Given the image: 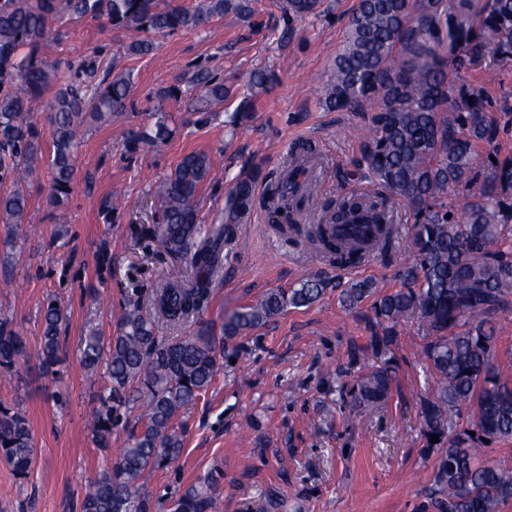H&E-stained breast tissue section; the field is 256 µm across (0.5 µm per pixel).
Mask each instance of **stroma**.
<instances>
[{
    "label": "stroma",
    "mask_w": 512,
    "mask_h": 512,
    "mask_svg": "<svg viewBox=\"0 0 512 512\" xmlns=\"http://www.w3.org/2000/svg\"><path fill=\"white\" fill-rule=\"evenodd\" d=\"M356 4L321 0L317 15L291 19L282 0H252L251 17L228 13L196 30L153 35L145 55L124 54L135 33L105 20L54 23L46 40L51 58L77 63L94 54L103 65L131 72L134 84L127 112L81 128L68 203L53 207L44 172L27 188L24 224L11 231L0 223V318L11 320L34 350L46 302L57 299L69 315L61 378L43 375L34 357L0 372V404L20 406L36 448L27 475L0 460V512H82L88 483L110 466L114 453L96 447L90 426L107 377L82 369L81 340L115 335L126 299L147 303L160 283L189 273L147 232L159 220L154 190L181 155L202 151L214 162L198 195L205 225L224 218L225 200L241 178L256 167L278 173L290 147L305 140L322 159L324 197L335 196L359 156L358 121L328 110L320 91ZM201 68L238 93L256 71L273 74L274 83L232 126L235 97L215 111H193L201 91L191 78ZM449 78L456 87L484 88L498 122L512 121V59L486 58ZM160 121L169 130L164 144L128 149L129 131H151ZM412 225L402 215L391 260L376 257L365 269L339 272L305 241L273 231L255 205L224 243V276L204 315L212 333L220 334L226 313L269 291L305 278L322 280L325 291L314 304L288 308L243 337L248 356L223 368L205 396L180 409L181 458L175 467L145 472L149 494L220 467L223 488L211 512H262L273 491L283 500L280 512H434L428 491L435 458L423 451L418 419L431 378L418 358L415 326L399 330L396 383L385 405H340L335 393L337 382L360 375L348 345L365 342L373 324L371 299L345 309L339 288L355 281L371 282L380 293L401 288ZM10 231L11 247L4 243Z\"/></svg>",
    "instance_id": "35a3bbf8"
}]
</instances>
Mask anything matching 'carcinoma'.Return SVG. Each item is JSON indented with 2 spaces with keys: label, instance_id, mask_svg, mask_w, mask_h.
<instances>
[{
  "label": "carcinoma",
  "instance_id": "carcinoma-1",
  "mask_svg": "<svg viewBox=\"0 0 512 512\" xmlns=\"http://www.w3.org/2000/svg\"><path fill=\"white\" fill-rule=\"evenodd\" d=\"M319 0H283L284 13L305 18ZM246 17L251 0H198L187 8L171 0H0V223L23 224L29 198L23 183L38 170L39 134L28 121L32 104L48 100L51 148L50 201L64 204L75 174L78 128L127 109L131 75L95 59L81 61L86 75L64 82L59 63L45 53L55 19L90 16L136 33L194 30L215 17ZM512 58V0H358L348 34L323 86L324 105L337 112H368L360 139L361 164L346 172L357 187L342 191L307 238L340 267L355 266L392 250L405 207L414 220L402 287L374 295L357 281L341 289L347 309L374 297V329L354 342L352 360H364L353 385L340 383L342 401L377 405L396 380L392 347L397 327L414 323L424 343L421 358L433 384L420 397L423 451L436 457L432 507L436 512H499L512 500V466L488 458L487 446L512 443V354L500 355L498 318L512 310V153L502 154L501 128L483 89L463 86L449 99L448 68L465 70L485 54ZM200 112L224 104L232 94L224 79L199 70ZM271 77L255 74L232 118L255 108L256 94ZM155 133L130 131L129 148L164 142ZM315 151L301 142L276 180L265 181L267 222L284 232L299 229L296 215L320 189L301 180V166ZM213 162L203 152L182 157L156 188L161 221L149 231L172 255L186 260L191 275L156 288L153 315L127 304L117 335L86 337L81 364L93 375L105 366L108 384L91 414L96 447L112 438L123 448L112 466L90 481L82 512H153L156 502L141 479L167 468L182 454L175 425L181 408L206 394L224 361L246 348L235 340L267 324L289 307H305L324 292L319 279L289 290H273L255 305L224 316L222 343L204 321L213 277L224 264V239L254 204L252 180L229 193L227 223L198 224L197 199ZM67 312L50 299L43 313L40 368L54 374L60 363ZM179 334L159 333L156 321ZM194 323L197 329L184 331ZM30 357L26 339L0 318V369L9 372ZM439 435L431 443V435ZM35 448L29 421L0 405V458L16 474L28 473ZM217 470L165 494L168 512H210L221 492Z\"/></svg>",
  "mask_w": 512,
  "mask_h": 512
}]
</instances>
